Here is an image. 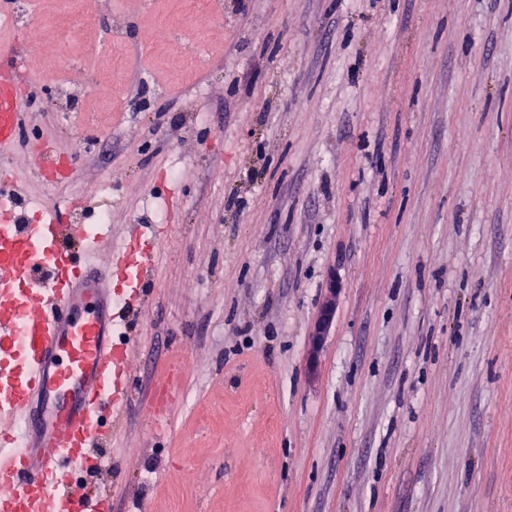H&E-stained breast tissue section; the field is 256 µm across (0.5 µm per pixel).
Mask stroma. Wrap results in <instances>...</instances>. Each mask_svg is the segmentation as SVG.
<instances>
[{
  "instance_id": "1",
  "label": "stroma",
  "mask_w": 512,
  "mask_h": 512,
  "mask_svg": "<svg viewBox=\"0 0 512 512\" xmlns=\"http://www.w3.org/2000/svg\"><path fill=\"white\" fill-rule=\"evenodd\" d=\"M28 3L14 211L159 234L112 512H512V0ZM338 290L339 287L336 282V278L332 277L325 286L322 304L310 330L309 340L311 356H317L324 344L325 338L330 334L335 318L336 296Z\"/></svg>"
}]
</instances>
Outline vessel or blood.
Returning <instances> with one entry per match:
<instances>
[{
    "mask_svg": "<svg viewBox=\"0 0 512 512\" xmlns=\"http://www.w3.org/2000/svg\"><path fill=\"white\" fill-rule=\"evenodd\" d=\"M17 100L0 102V140ZM0 173V512H109L107 495L72 481L102 468L100 417L124 416L131 350L115 340L157 251L140 234L96 263L101 239L61 215L36 221L4 203Z\"/></svg>",
    "mask_w": 512,
    "mask_h": 512,
    "instance_id": "b4317fda",
    "label": "vessel or blood"
}]
</instances>
